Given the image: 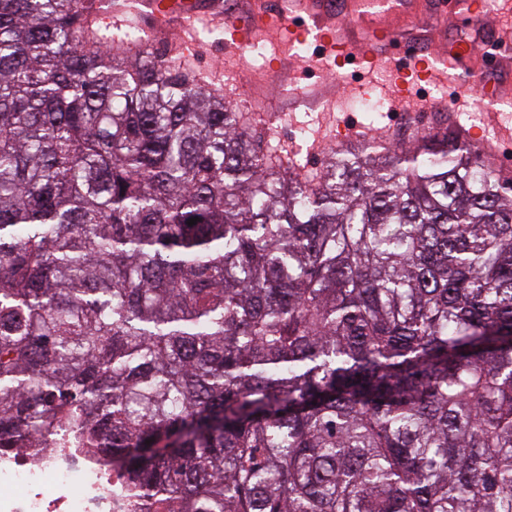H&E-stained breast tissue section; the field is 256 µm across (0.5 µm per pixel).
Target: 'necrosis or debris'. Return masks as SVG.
Wrapping results in <instances>:
<instances>
[{
    "label": "necrosis or debris",
    "instance_id": "necrosis-or-debris-1",
    "mask_svg": "<svg viewBox=\"0 0 512 512\" xmlns=\"http://www.w3.org/2000/svg\"><path fill=\"white\" fill-rule=\"evenodd\" d=\"M111 466L94 455L74 463L67 449L41 458L0 455V512H118Z\"/></svg>",
    "mask_w": 512,
    "mask_h": 512
}]
</instances>
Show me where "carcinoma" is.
<instances>
[{"mask_svg": "<svg viewBox=\"0 0 512 512\" xmlns=\"http://www.w3.org/2000/svg\"><path fill=\"white\" fill-rule=\"evenodd\" d=\"M85 10L0 0V452L155 512H512V179L449 126L302 177Z\"/></svg>", "mask_w": 512, "mask_h": 512, "instance_id": "1", "label": "carcinoma"}]
</instances>
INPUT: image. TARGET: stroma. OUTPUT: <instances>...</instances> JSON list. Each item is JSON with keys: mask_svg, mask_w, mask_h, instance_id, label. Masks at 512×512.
<instances>
[{"mask_svg": "<svg viewBox=\"0 0 512 512\" xmlns=\"http://www.w3.org/2000/svg\"><path fill=\"white\" fill-rule=\"evenodd\" d=\"M196 37L203 44V53L182 58L181 66L192 72L203 88L215 89L236 111L256 113L275 149V155L289 166L304 172L322 169L328 152L336 142L330 135L332 125L357 128L363 137L389 139L398 143L403 121H410L412 130L426 133L436 128L437 109L409 112L384 103L382 111L370 114L354 110L352 85L361 76L354 69H345L344 82L314 74L295 60H284L279 74L266 75L267 63L249 59L246 69L227 78L224 72V31L215 25L200 24ZM294 79L323 91L327 102L321 106L293 102L283 95L284 80Z\"/></svg>", "mask_w": 512, "mask_h": 512, "instance_id": "35a3bbf8", "label": "stroma"}]
</instances>
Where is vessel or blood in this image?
I'll return each instance as SVG.
<instances>
[{"label": "vessel or blood", "mask_w": 512, "mask_h": 512, "mask_svg": "<svg viewBox=\"0 0 512 512\" xmlns=\"http://www.w3.org/2000/svg\"><path fill=\"white\" fill-rule=\"evenodd\" d=\"M422 11L436 21L453 15L468 28L481 31L486 26V0H243L237 9L225 7L223 0H101L98 17L109 23L131 13L154 34L171 23L189 29L203 19L218 21L224 25L225 57L245 63L250 46L270 38L276 43L270 60L274 68L312 42L319 52L307 58L308 67L330 75L350 63L370 74L382 71V86L397 102L412 99L415 87L450 82L461 102L475 87L490 100L512 96L494 68L485 65L476 78L465 76L482 41L452 37L444 51L433 52L431 28L414 22ZM383 14L400 16V25L380 22ZM499 135L493 113L484 126L468 132L479 145Z\"/></svg>", "instance_id": "1"}]
</instances>
